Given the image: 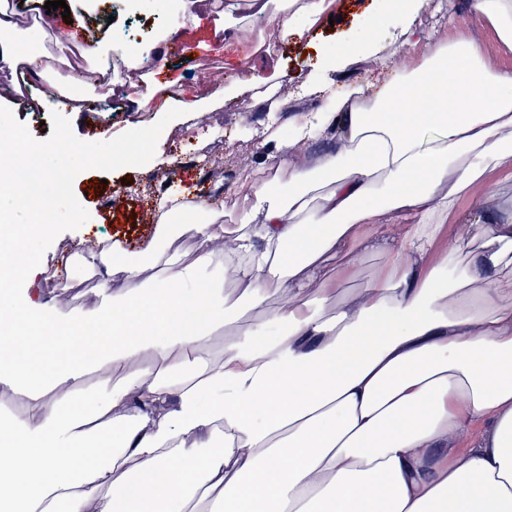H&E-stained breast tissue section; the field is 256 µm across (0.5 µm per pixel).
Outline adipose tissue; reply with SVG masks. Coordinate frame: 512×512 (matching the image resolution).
<instances>
[{
    "instance_id": "1",
    "label": "adipose tissue",
    "mask_w": 512,
    "mask_h": 512,
    "mask_svg": "<svg viewBox=\"0 0 512 512\" xmlns=\"http://www.w3.org/2000/svg\"><path fill=\"white\" fill-rule=\"evenodd\" d=\"M393 2L413 63L296 116L273 158L287 190L242 177L249 212L194 225L195 263L89 254L97 308L65 311L34 287L50 273L38 227L20 228L0 387L31 412L0 416V512H512V209L442 244L472 185L512 181V70L476 37L413 28L427 0ZM18 30L0 6V71L43 78L66 60L62 43L18 49ZM318 137L335 148L292 160ZM390 231L371 285L336 297L328 268ZM223 241L235 304L196 285ZM144 355L158 370L136 369ZM92 372L101 392L57 398Z\"/></svg>"
}]
</instances>
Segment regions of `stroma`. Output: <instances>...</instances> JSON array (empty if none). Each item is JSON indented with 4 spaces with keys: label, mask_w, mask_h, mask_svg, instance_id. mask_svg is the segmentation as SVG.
I'll return each instance as SVG.
<instances>
[{
    "label": "stroma",
    "mask_w": 512,
    "mask_h": 512,
    "mask_svg": "<svg viewBox=\"0 0 512 512\" xmlns=\"http://www.w3.org/2000/svg\"><path fill=\"white\" fill-rule=\"evenodd\" d=\"M226 0H208L210 12L200 26L174 27L167 14L172 0H143L144 18L115 14L110 23H100L101 15L113 14L109 0H66L71 11L81 14L80 28L90 44L100 41L120 43L125 30H144L145 42H154L163 31L178 29L186 50L170 58L168 66L152 69L155 82H175L178 89L203 98L200 111L171 121L164 129L154 158L143 166H126L111 172L88 169L75 179L73 189L89 220L79 229L59 234L45 256L56 268L57 288L53 296L63 306L92 307L96 300L97 279L81 260L82 254L120 248L136 255L147 249L157 236L155 214L150 207L179 195L198 204V218L210 216L223 197L236 199V211L247 207L237 185L242 176L266 170L278 146L291 137L295 115L324 110V95L303 94L292 82L303 74L311 82L338 91L351 81L365 80L376 65L374 59L360 56L345 69L327 73L317 68L319 56L344 52L347 45L367 39L379 42L389 58L391 70L407 65L411 57L393 43L390 35L399 29L402 18L388 5L389 0H332L327 16L316 24L297 18L296 34L281 38L276 50L259 53L254 37L276 30L274 13L255 14L239 9L225 18ZM230 25L236 39L223 52L192 51L191 46L209 40L217 26ZM419 28L454 37L469 34L483 39L498 65L512 69V49L501 45L490 26L476 13L471 0H428L416 20ZM84 106L69 113L74 135L86 142L107 141L126 131L147 127L160 118L157 112H135L126 96L102 101L97 87L82 81L78 87ZM0 105L39 140L51 136L52 112L61 104L45 102L32 107L30 100L0 94ZM181 155L180 167H172L174 155ZM208 157L224 160L222 171L205 177L201 162ZM512 205V183L488 179L474 184L464 194L453 218L463 224L482 212H495Z\"/></svg>",
    "instance_id": "obj_1"
}]
</instances>
